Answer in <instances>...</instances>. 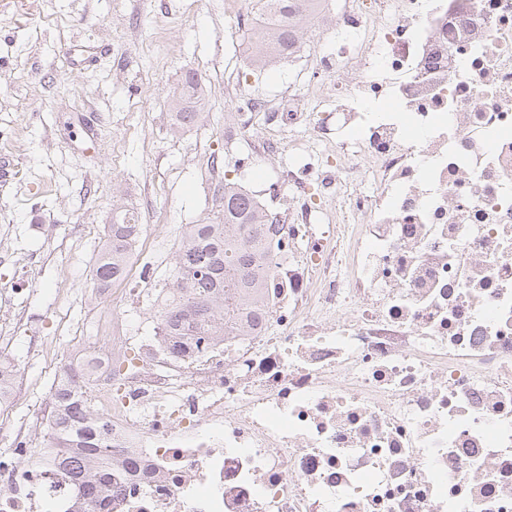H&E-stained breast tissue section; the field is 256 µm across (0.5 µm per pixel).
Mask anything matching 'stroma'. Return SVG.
Masks as SVG:
<instances>
[{
	"mask_svg": "<svg viewBox=\"0 0 512 512\" xmlns=\"http://www.w3.org/2000/svg\"><path fill=\"white\" fill-rule=\"evenodd\" d=\"M250 12L224 14V0H0V149L11 164L0 179V315L23 392L0 409V425L40 448L33 428L59 371L85 350L100 308L153 336L160 292L171 281L182 225L217 215L225 180L237 182L287 219L279 168L257 147L261 129L224 138L246 78L250 93L278 99L302 86L332 36L305 30L292 60L264 71L250 63ZM100 46L94 62L74 66L64 48ZM195 73L208 91L209 113L191 129H170L168 97ZM93 116L98 134L80 127ZM137 211L152 246L133 249L144 277L95 295L92 267L112 208ZM137 289L138 304L126 303Z\"/></svg>",
	"mask_w": 512,
	"mask_h": 512,
	"instance_id": "obj_1",
	"label": "stroma"
}]
</instances>
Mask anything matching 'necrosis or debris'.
Returning <instances> with one entry per match:
<instances>
[{
  "label": "necrosis or debris",
  "mask_w": 512,
  "mask_h": 512,
  "mask_svg": "<svg viewBox=\"0 0 512 512\" xmlns=\"http://www.w3.org/2000/svg\"><path fill=\"white\" fill-rule=\"evenodd\" d=\"M321 7L326 117L280 106L332 152L281 174L264 318L137 363L111 322L74 363L119 462L93 512H512V0ZM41 472L0 466V512H65Z\"/></svg>",
  "instance_id": "necrosis-or-debris-1"
}]
</instances>
